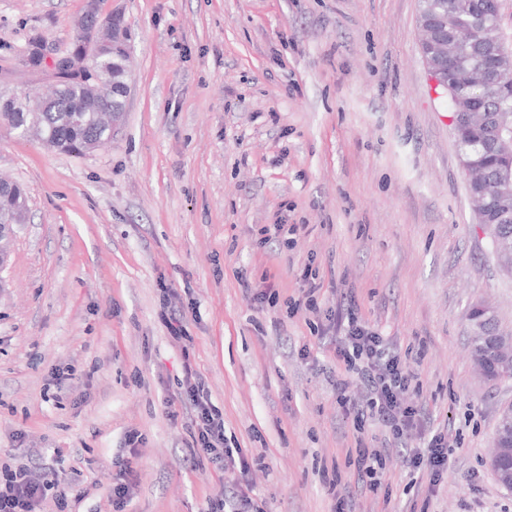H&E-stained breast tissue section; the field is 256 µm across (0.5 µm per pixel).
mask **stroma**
<instances>
[{
    "label": "stroma",
    "instance_id": "1",
    "mask_svg": "<svg viewBox=\"0 0 512 512\" xmlns=\"http://www.w3.org/2000/svg\"><path fill=\"white\" fill-rule=\"evenodd\" d=\"M84 7L0 0V92L36 84L17 54L33 37L67 49ZM101 9L132 51L111 142L62 154L0 128V175L29 196L0 270V468L74 481L63 512H115L121 482L125 512H205L241 490L263 512H334L341 496L348 512H512L488 463L512 377L477 372L467 319L488 302L512 336V277L476 221L419 0ZM312 284L317 310L289 311ZM349 308L406 361L422 430L396 440L338 406L339 376L353 409L365 398L336 359ZM187 361L248 472L191 459ZM435 435L437 481L408 462ZM360 448L380 452V485L358 481Z\"/></svg>",
    "mask_w": 512,
    "mask_h": 512
}]
</instances>
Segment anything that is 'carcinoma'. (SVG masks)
<instances>
[{
  "label": "carcinoma",
  "mask_w": 512,
  "mask_h": 512,
  "mask_svg": "<svg viewBox=\"0 0 512 512\" xmlns=\"http://www.w3.org/2000/svg\"><path fill=\"white\" fill-rule=\"evenodd\" d=\"M464 6L461 18L477 33L491 42L498 30V21L488 15L484 0H448V6ZM118 19L110 13L81 15L73 23L70 47L51 67L45 65L43 39L33 37L19 53L24 69L50 82L48 95L40 98L35 89L25 88L9 95L0 94V125L29 138L50 151L66 154H87L112 139V127L100 124L99 117L107 112L123 111L121 83L129 73L127 41L112 39V27ZM98 34L97 54L87 56L86 32ZM456 60L460 67L489 70L493 59L478 55L467 43L457 46ZM448 94L467 99H480L482 110L499 112L512 123V85H494L489 89L458 85ZM459 155L468 162L473 177L494 183L500 178V161L489 143L483 125H473L459 118L454 125ZM28 213V198L22 186L0 178V224H24ZM499 251H512V198L496 225Z\"/></svg>",
  "instance_id": "carcinoma-1"
}]
</instances>
